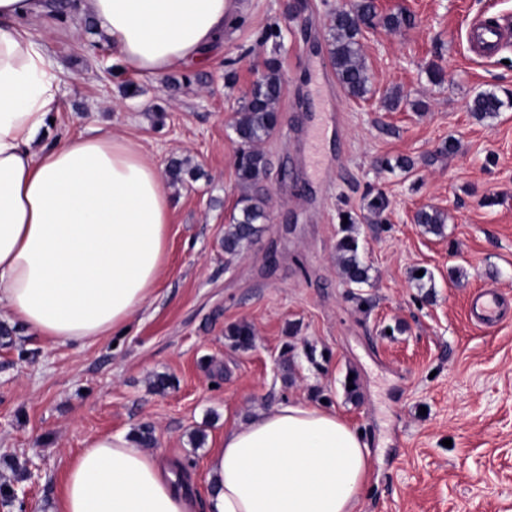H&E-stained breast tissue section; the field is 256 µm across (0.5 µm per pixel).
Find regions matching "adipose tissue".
Returning <instances> with one entry per match:
<instances>
[{
	"instance_id": "adipose-tissue-1",
	"label": "adipose tissue",
	"mask_w": 512,
	"mask_h": 512,
	"mask_svg": "<svg viewBox=\"0 0 512 512\" xmlns=\"http://www.w3.org/2000/svg\"><path fill=\"white\" fill-rule=\"evenodd\" d=\"M231 0H78L116 62L159 78L204 64ZM39 0H0V312L51 341L127 326L164 265L172 194L133 141L95 129L40 142L62 70ZM371 469L360 432L302 399L257 409L206 457L207 512H356ZM50 512H197L177 460L121 432L87 442Z\"/></svg>"
}]
</instances>
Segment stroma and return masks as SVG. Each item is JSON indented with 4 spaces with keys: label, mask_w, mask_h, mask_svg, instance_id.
Here are the masks:
<instances>
[{
    "label": "stroma",
    "mask_w": 512,
    "mask_h": 512,
    "mask_svg": "<svg viewBox=\"0 0 512 512\" xmlns=\"http://www.w3.org/2000/svg\"><path fill=\"white\" fill-rule=\"evenodd\" d=\"M349 2L246 0L204 65L161 78L90 54L102 38L77 13L40 19L65 73L54 132L109 130L158 166L186 159L199 174L171 188L163 271L126 332L84 345L19 324L0 336V487L25 497L0 512H48L87 441L145 427L206 496V455L225 427L290 398L362 431L372 466L358 512H512V307L493 330L469 315L475 289L512 297V108L484 120L468 109L477 92L512 94V47L483 58L466 40L471 19L512 13V0H375L380 16L412 22L362 31V99L323 63L329 17ZM272 57L285 93L264 146L268 220L230 257L231 126ZM326 125V164L309 167L306 135ZM380 193L378 223L368 204ZM425 206L446 215L441 234L415 223ZM347 216L369 267L358 300L336 269ZM241 321L255 330L248 350L225 334ZM159 375L168 388H154Z\"/></svg>",
    "instance_id": "stroma-1"
}]
</instances>
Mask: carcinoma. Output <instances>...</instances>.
<instances>
[{
	"instance_id": "carcinoma-1",
	"label": "carcinoma",
	"mask_w": 512,
	"mask_h": 512,
	"mask_svg": "<svg viewBox=\"0 0 512 512\" xmlns=\"http://www.w3.org/2000/svg\"><path fill=\"white\" fill-rule=\"evenodd\" d=\"M378 14L374 0H357L350 7L334 12L329 19V61L336 78L348 96L362 99L369 92V74L361 53L360 23ZM285 91L280 64L277 59L266 61L265 69L255 80L232 131L240 144L237 156L236 176L240 194L236 201L237 213L224 231V253L238 254L242 248L257 238L267 221V199L263 182L269 174V161L259 145L270 140L280 125L278 103ZM507 106L494 91L477 93L469 104V110L478 118L494 117ZM417 223L427 231L440 234L445 224L444 214L433 208H422L416 213ZM342 236L336 244V261L343 280L352 288L367 284L368 266L360 256L353 224H344ZM228 336L234 346L241 349L252 347L255 339L253 326L246 322L233 324Z\"/></svg>"
}]
</instances>
